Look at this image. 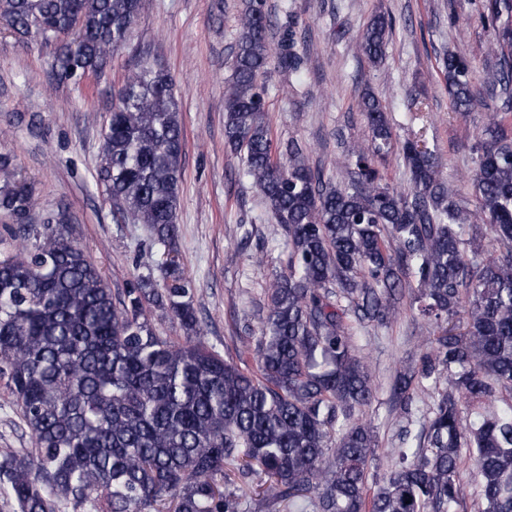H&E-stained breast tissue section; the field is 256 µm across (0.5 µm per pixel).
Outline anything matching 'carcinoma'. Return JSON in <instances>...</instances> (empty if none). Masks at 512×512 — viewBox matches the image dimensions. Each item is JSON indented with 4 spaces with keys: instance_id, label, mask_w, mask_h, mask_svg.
Here are the masks:
<instances>
[{
    "instance_id": "1",
    "label": "carcinoma",
    "mask_w": 512,
    "mask_h": 512,
    "mask_svg": "<svg viewBox=\"0 0 512 512\" xmlns=\"http://www.w3.org/2000/svg\"><path fill=\"white\" fill-rule=\"evenodd\" d=\"M140 0H0V23L21 41L54 47L61 81L103 73L124 47ZM491 33L488 90L497 99L475 144L473 213L435 152L400 145L411 191L386 180L395 147L385 107L358 105L368 140L342 152L340 185L324 180L299 143L279 144L267 121L263 78L271 60L303 68L292 30L270 36L263 0H246L224 86V140L288 235V273L267 288L256 370L204 339L193 287L173 247L184 124L172 78L139 64L103 127L97 177L113 214L146 225L165 247L156 268L120 297L73 236L65 211L31 223L33 188L0 154V213L18 248H0V386L31 448L0 460V491L19 512H243L235 478L263 477L262 500L288 512H454L462 449L472 452L484 512H512V0H480ZM392 29L375 15L358 39L382 63ZM453 109L469 112L472 68L441 64ZM504 252L493 258L487 244ZM414 289L436 326L420 376L443 387L419 448H402L373 488L374 427L355 418L373 398L371 364L345 321L386 323L399 289ZM184 336L157 333L148 310ZM463 311L465 330L443 325Z\"/></svg>"
}]
</instances>
